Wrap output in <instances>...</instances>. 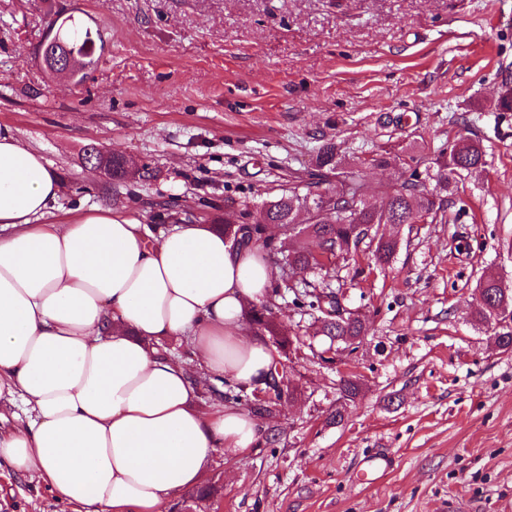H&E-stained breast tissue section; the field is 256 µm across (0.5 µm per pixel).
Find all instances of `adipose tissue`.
<instances>
[{
    "label": "adipose tissue",
    "instance_id": "adipose-tissue-1",
    "mask_svg": "<svg viewBox=\"0 0 512 512\" xmlns=\"http://www.w3.org/2000/svg\"><path fill=\"white\" fill-rule=\"evenodd\" d=\"M64 184L0 129V466L77 512H166L268 426L200 393L253 385L274 355L243 311L274 277L259 247L197 221L152 234L108 205L60 222ZM185 342L195 363L162 355Z\"/></svg>",
    "mask_w": 512,
    "mask_h": 512
}]
</instances>
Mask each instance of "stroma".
<instances>
[{
	"instance_id": "35a3bbf8",
	"label": "stroma",
	"mask_w": 512,
	"mask_h": 512,
	"mask_svg": "<svg viewBox=\"0 0 512 512\" xmlns=\"http://www.w3.org/2000/svg\"><path fill=\"white\" fill-rule=\"evenodd\" d=\"M82 21L94 66L82 80L44 70L41 49L66 17ZM512 0H0V126L42 154L65 186L62 209L109 204L211 222L260 208L306 175L334 141L372 192L400 185L409 158L431 165L448 141L482 144L485 170L452 194L458 220L388 227L399 250L339 261L347 310L365 320L354 353L316 335L291 293L277 316L301 341V391L276 445L217 456L221 497L182 494L167 512H512V351L474 325L479 277L512 282ZM96 144L148 167L114 181L84 162ZM386 148L389 166H366ZM361 377L340 423V377ZM387 448L391 471L358 475ZM0 512H73L34 478L0 470Z\"/></svg>"
}]
</instances>
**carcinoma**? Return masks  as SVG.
<instances>
[{"instance_id": "obj_1", "label": "carcinoma", "mask_w": 512, "mask_h": 512, "mask_svg": "<svg viewBox=\"0 0 512 512\" xmlns=\"http://www.w3.org/2000/svg\"><path fill=\"white\" fill-rule=\"evenodd\" d=\"M55 47L79 59L74 79L81 80L84 70L94 64L93 41L90 32L77 26L58 28ZM486 166L481 144L470 138H459L443 149L436 170L421 167V161L410 158L409 175L398 187L388 185L382 194L386 198L380 209L366 202L368 185L360 170L348 166L335 143L327 142L318 151L310 181L296 184L288 191L266 201L257 212L243 209L236 218H224L219 228L236 245L259 244L281 264V271L272 280L266 303L245 310V321L259 336L275 340L280 355L288 356L293 339L282 328L275 313L281 289L288 287V278L308 270H316L320 279L304 283L295 294V305L317 314V332L345 349L355 351L366 333L365 323L345 309L333 288L336 262L367 241L374 246V264L382 267L395 256L399 240L380 232L386 224L448 223V193L457 175L482 172ZM435 182L439 193L426 191V182ZM306 210L308 222L295 221L297 212ZM478 305L476 321L484 326L495 325L496 343L504 350L512 349V288L495 277H485L476 283ZM288 377L286 365L270 371L265 388L267 398L256 403L255 389L224 381V391L215 394L226 404L267 421L268 432L277 430L281 391L278 382ZM360 393L359 378L353 374L340 378L339 395L353 402Z\"/></svg>"}]
</instances>
